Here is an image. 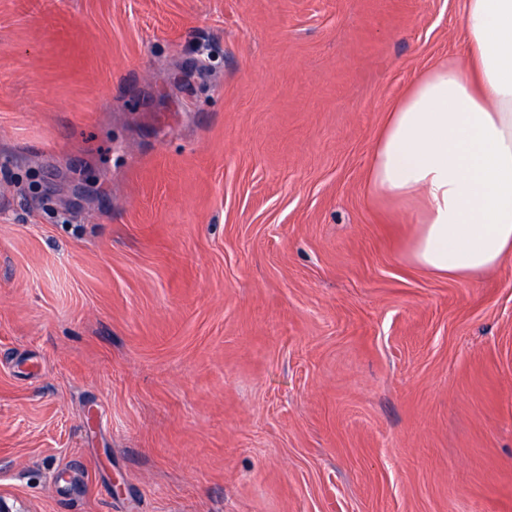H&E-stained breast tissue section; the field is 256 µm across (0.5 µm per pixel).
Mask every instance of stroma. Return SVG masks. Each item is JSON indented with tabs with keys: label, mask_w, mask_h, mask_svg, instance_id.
<instances>
[{
	"label": "stroma",
	"mask_w": 512,
	"mask_h": 512,
	"mask_svg": "<svg viewBox=\"0 0 512 512\" xmlns=\"http://www.w3.org/2000/svg\"><path fill=\"white\" fill-rule=\"evenodd\" d=\"M465 0H0V493L512 512V256L414 265L378 131Z\"/></svg>",
	"instance_id": "stroma-1"
}]
</instances>
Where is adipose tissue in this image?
I'll use <instances>...</instances> for the list:
<instances>
[{
  "instance_id": "1",
  "label": "adipose tissue",
  "mask_w": 512,
  "mask_h": 512,
  "mask_svg": "<svg viewBox=\"0 0 512 512\" xmlns=\"http://www.w3.org/2000/svg\"><path fill=\"white\" fill-rule=\"evenodd\" d=\"M465 60L394 103L368 172L378 198L422 205L411 261L468 279L512 255V0H466Z\"/></svg>"
}]
</instances>
